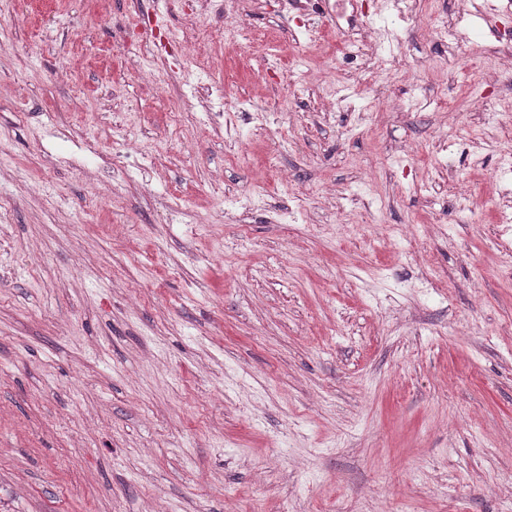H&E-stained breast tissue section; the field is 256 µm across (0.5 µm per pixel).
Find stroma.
Segmentation results:
<instances>
[{
  "instance_id": "obj_1",
  "label": "stroma",
  "mask_w": 512,
  "mask_h": 512,
  "mask_svg": "<svg viewBox=\"0 0 512 512\" xmlns=\"http://www.w3.org/2000/svg\"><path fill=\"white\" fill-rule=\"evenodd\" d=\"M477 2L423 35L399 0L368 79L273 0L0 5V512H512V12Z\"/></svg>"
}]
</instances>
